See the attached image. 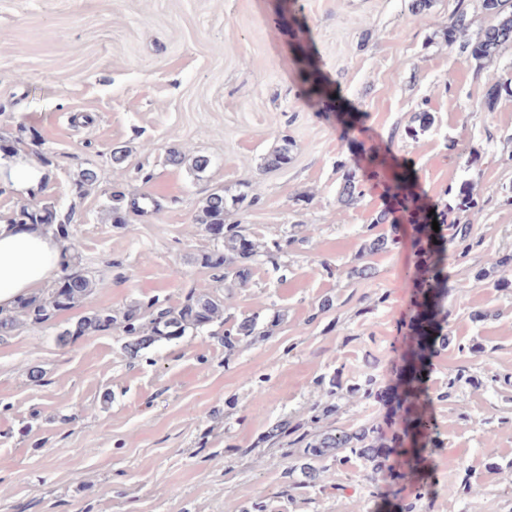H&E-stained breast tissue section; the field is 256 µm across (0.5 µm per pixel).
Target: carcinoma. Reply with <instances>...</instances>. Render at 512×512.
I'll use <instances>...</instances> for the list:
<instances>
[{
    "mask_svg": "<svg viewBox=\"0 0 512 512\" xmlns=\"http://www.w3.org/2000/svg\"><path fill=\"white\" fill-rule=\"evenodd\" d=\"M483 7L493 17V24L474 41L467 37L463 7L457 8L448 23V33L455 35L461 51L476 61L491 60L504 50L512 49V0H483ZM305 80L311 83L308 92L310 105L320 112L332 108L334 98L326 91L317 72H310ZM291 147L288 139H282V145L268 156L267 166L281 168L287 165L291 160ZM366 156L384 179L386 194L394 208L380 211L367 226L369 238L364 249L375 254L400 245L399 224L392 218L393 213H400L409 230L410 247L417 258L415 292L409 318L401 322L402 342L397 349L398 365L394 369L391 391L379 387L372 375L346 386L337 374L329 380L326 394L333 400H339L347 393L362 400L386 401L397 417L398 430L388 440L377 425L311 433L282 422L273 427L269 437L283 446L301 448L303 463L300 470L311 481L319 475L324 460L336 458L342 452L345 453L344 461L351 458L367 460L373 464L374 473L389 481L394 489L396 512H414L415 503L433 493L432 485L424 477L422 462L427 450L437 444V432L429 418L431 401L427 379L435 353L448 346V333L445 332L447 314L443 305L448 288L447 251L449 246L457 244L467 252L480 246L481 241L472 235V225L447 224L443 213L432 212V207L416 191L413 174L390 165L380 147L369 148ZM168 161L174 165L186 163L196 172H203L210 165V159L205 155L189 158L180 151L171 152ZM336 168L340 172L338 202L347 207L363 195L361 180L357 169L346 162L337 163ZM247 200L255 202L245 192L229 198L224 190L218 189L207 196L197 216V223L204 225L207 232L217 235L223 242V248L202 254L200 265L223 273L224 281L241 284L250 275L248 262L254 256L260 254L276 267L284 247L291 244L289 239L283 242L273 240L260 252L244 224L225 221L229 210L241 208ZM127 207L125 194L119 190L112 192V223H125ZM479 207V198L474 196L471 184H462L454 196L452 209L473 212ZM20 220L44 224L69 237V220L57 222L51 213L45 216L24 210L20 213ZM434 220L439 224L437 232L432 229ZM381 224L389 225L390 230L377 231ZM102 287L104 283L100 280L78 272L69 273L56 287L37 296L23 298L13 311L1 313L0 334L11 332L21 322L34 328L45 325ZM214 323H224V301L209 292H200L189 297L178 309L155 307L147 313L137 306L120 312L96 310L83 317L74 329L64 330L60 339L65 341L72 336L91 335L118 325L128 338L127 348L137 352L158 340L178 339L189 330H203ZM262 335L264 332L257 318L245 317L224 330V343H232L235 336Z\"/></svg>",
    "mask_w": 512,
    "mask_h": 512,
    "instance_id": "1",
    "label": "carcinoma"
}]
</instances>
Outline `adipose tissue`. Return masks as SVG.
<instances>
[{
  "label": "adipose tissue",
  "mask_w": 512,
  "mask_h": 512,
  "mask_svg": "<svg viewBox=\"0 0 512 512\" xmlns=\"http://www.w3.org/2000/svg\"><path fill=\"white\" fill-rule=\"evenodd\" d=\"M69 246L44 225L0 221V311L12 310L57 277Z\"/></svg>",
  "instance_id": "1"
}]
</instances>
